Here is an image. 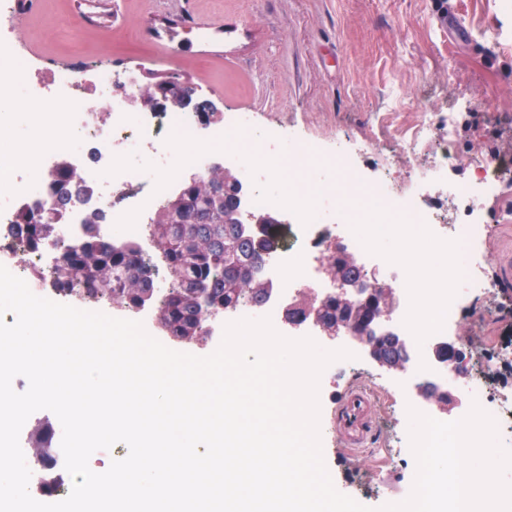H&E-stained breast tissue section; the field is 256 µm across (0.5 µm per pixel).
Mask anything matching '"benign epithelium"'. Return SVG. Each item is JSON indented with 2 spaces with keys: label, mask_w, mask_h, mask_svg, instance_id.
I'll return each mask as SVG.
<instances>
[{
  "label": "benign epithelium",
  "mask_w": 512,
  "mask_h": 512,
  "mask_svg": "<svg viewBox=\"0 0 512 512\" xmlns=\"http://www.w3.org/2000/svg\"><path fill=\"white\" fill-rule=\"evenodd\" d=\"M141 87L154 85L159 96L150 99L143 93H138L128 99V104L135 111L159 112L169 106L179 107L192 112L207 113L203 117L205 124L209 125L217 120L212 105L195 97L190 81L186 77L168 74L145 73L138 79ZM344 292L336 296V325L327 329L326 336L335 339L347 335L357 342L365 354L379 367L390 371H399L405 368L412 357L411 342L405 337H399L401 357L396 365L387 360L381 346V337L373 329L374 324L385 317L396 303V291L390 284L378 280L376 273L371 270L363 271L356 279L343 280ZM314 299L308 295L296 298L288 307V315L310 316L317 318L318 308L314 307ZM368 308L373 312L372 320L361 327L356 326L359 310ZM433 359L441 364H449L458 372H463V353L459 346L450 341L440 343L433 347ZM420 396L439 412L448 414L460 404L459 397L443 392L434 386H429L420 392Z\"/></svg>",
  "instance_id": "obj_1"
}]
</instances>
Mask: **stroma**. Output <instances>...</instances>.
<instances>
[{
    "instance_id": "obj_1",
    "label": "stroma",
    "mask_w": 512,
    "mask_h": 512,
    "mask_svg": "<svg viewBox=\"0 0 512 512\" xmlns=\"http://www.w3.org/2000/svg\"><path fill=\"white\" fill-rule=\"evenodd\" d=\"M78 0H25L0 63L34 56L50 67L111 64L188 77L218 113L247 115L255 133L280 128L279 149L301 130L325 149L380 138L402 184L433 151L403 149L419 111L456 110L454 137L470 157L512 160V0H112L108 21ZM472 100L461 108V98ZM495 290L461 319L475 352L494 361L493 390L512 392V361L498 359L512 329V179L481 203ZM372 453L324 449L338 491L372 508L405 499L416 466L393 449L409 428L397 389L377 385Z\"/></svg>"
}]
</instances>
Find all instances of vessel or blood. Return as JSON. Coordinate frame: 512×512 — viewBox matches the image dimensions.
<instances>
[{"mask_svg": "<svg viewBox=\"0 0 512 512\" xmlns=\"http://www.w3.org/2000/svg\"><path fill=\"white\" fill-rule=\"evenodd\" d=\"M331 428L348 449L367 448L377 426L378 408L374 393L363 383L347 385L333 400Z\"/></svg>", "mask_w": 512, "mask_h": 512, "instance_id": "vessel-or-blood-1", "label": "vessel or blood"}]
</instances>
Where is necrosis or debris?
I'll list each match as a JSON object with an SVG mask.
<instances>
[{
    "mask_svg": "<svg viewBox=\"0 0 512 512\" xmlns=\"http://www.w3.org/2000/svg\"><path fill=\"white\" fill-rule=\"evenodd\" d=\"M25 86L24 107L19 112L0 113V123L19 122L26 138L9 151L0 150V264L23 279L37 296L87 311H100L115 318L142 322L149 334L156 324L144 309H127L109 298L90 299L57 291L51 270L63 255L85 236L88 220L99 214L100 238L115 245L137 243L144 257H151L146 219L182 182L183 165H192L198 176L209 173L216 145L224 147V161L237 171L245 194L243 214L252 220L275 218L287 225L292 242L274 245L265 252L259 268L271 292L262 305L244 300L235 307L215 312L205 322L209 337H222L226 323L242 318L270 317L276 330H283L286 307L301 292L312 291L318 301L336 295L339 286L324 275L329 246L344 242L359 269L375 268L380 280L397 285L400 300L386 318L387 333L410 337L415 343L409 381L432 382L444 389L456 388L451 369L434 362V344L455 340L465 344L460 331V313L466 304L489 294L485 274L484 242L488 226L476 209L477 199L493 195L512 166L492 158L474 162L471 177L451 181L450 175L465 157L454 142L455 113L427 112L407 142L409 150L429 138L438 149L433 164L415 169L409 185L396 188L385 179L367 178L359 164L365 146L352 142L324 157L306 140H295L289 153H281L273 137H263L261 149H253L248 123L235 118L233 125L213 127L207 140L198 136L199 119L193 112H145L128 115L125 97L138 83L133 73L110 69L77 72L46 70L36 59L17 69H0V100L15 97ZM63 111H53V104ZM173 131L193 145L186 157L171 151V163L157 168L164 151L161 131ZM135 163H128V156ZM80 173L87 189L73 196L54 222V231L38 247L27 246L17 230L19 215L47 206L52 199L50 178L61 161ZM323 171L314 190L301 182L281 188L278 177L285 171ZM347 176L350 199L367 198L368 206L352 207L342 214H326L320 199L336 195L332 170ZM453 211V223L441 215ZM400 215L408 229L398 252L379 251L375 236L358 232L361 224H388ZM447 252L456 272L447 277L424 266L428 249ZM466 402H477L496 421L500 443L512 447V395L492 391L482 375H474L465 387Z\"/></svg>",
    "mask_w": 512,
    "mask_h": 512,
    "instance_id": "4bbe7bcc",
    "label": "necrosis or debris"
}]
</instances>
